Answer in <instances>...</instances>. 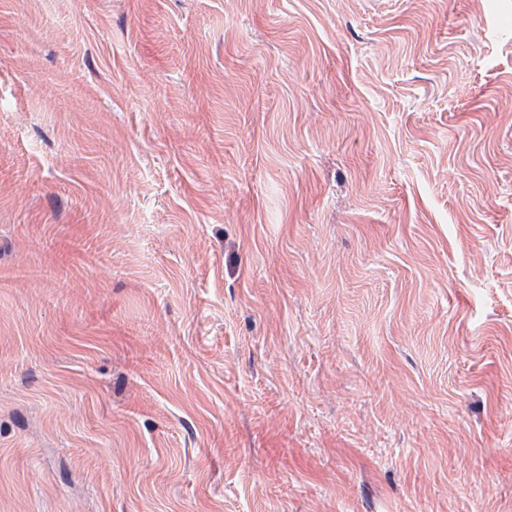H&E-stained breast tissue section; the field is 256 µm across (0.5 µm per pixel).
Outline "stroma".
I'll return each instance as SVG.
<instances>
[{"label": "stroma", "mask_w": 512, "mask_h": 512, "mask_svg": "<svg viewBox=\"0 0 512 512\" xmlns=\"http://www.w3.org/2000/svg\"><path fill=\"white\" fill-rule=\"evenodd\" d=\"M512 0H0V512H512Z\"/></svg>", "instance_id": "35a3bbf8"}]
</instances>
